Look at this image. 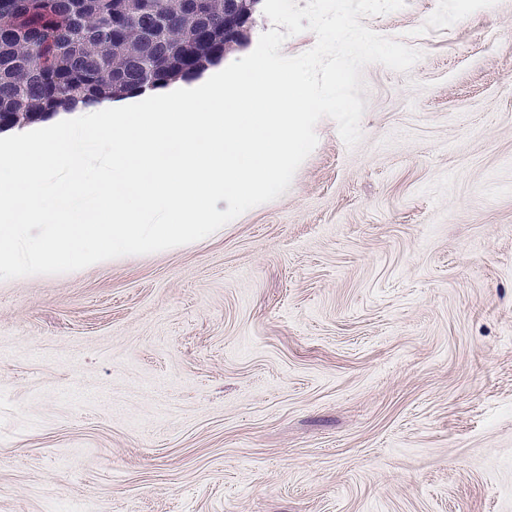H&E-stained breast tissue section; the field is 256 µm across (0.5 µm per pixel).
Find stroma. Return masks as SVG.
<instances>
[{"instance_id":"stroma-1","label":"stroma","mask_w":512,"mask_h":512,"mask_svg":"<svg viewBox=\"0 0 512 512\" xmlns=\"http://www.w3.org/2000/svg\"><path fill=\"white\" fill-rule=\"evenodd\" d=\"M362 18L278 199L209 240L0 281V512H512V0Z\"/></svg>"}]
</instances>
